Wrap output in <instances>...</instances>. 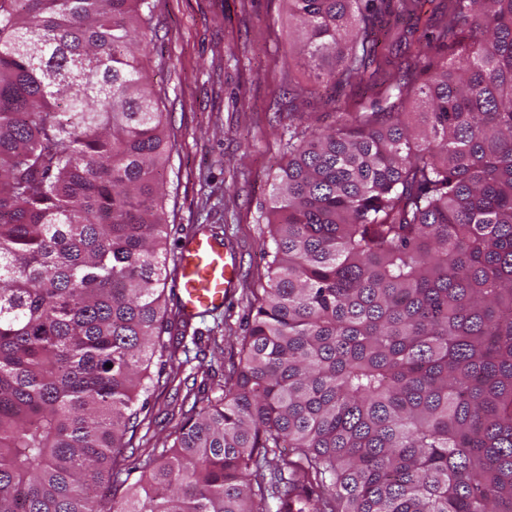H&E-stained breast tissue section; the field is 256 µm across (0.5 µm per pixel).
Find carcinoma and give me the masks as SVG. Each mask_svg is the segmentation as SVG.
Masks as SVG:
<instances>
[{
	"instance_id": "carcinoma-1",
	"label": "carcinoma",
	"mask_w": 512,
	"mask_h": 512,
	"mask_svg": "<svg viewBox=\"0 0 512 512\" xmlns=\"http://www.w3.org/2000/svg\"><path fill=\"white\" fill-rule=\"evenodd\" d=\"M422 4L288 0L301 93L380 97L288 132L239 363L132 460L184 325L150 4L0 0V512H512V0Z\"/></svg>"
}]
</instances>
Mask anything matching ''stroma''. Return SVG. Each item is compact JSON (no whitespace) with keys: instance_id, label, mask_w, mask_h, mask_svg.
<instances>
[{"instance_id":"stroma-1","label":"stroma","mask_w":512,"mask_h":512,"mask_svg":"<svg viewBox=\"0 0 512 512\" xmlns=\"http://www.w3.org/2000/svg\"><path fill=\"white\" fill-rule=\"evenodd\" d=\"M286 0H153L147 76L173 145L161 180L169 249L185 233L215 231L235 255L239 284L223 310L163 339L183 373L211 364L223 380L239 361L254 295L268 281L260 245L269 237L272 183L287 156L290 110L308 75L287 56ZM205 392L178 380L150 391L132 441L141 454L170 441Z\"/></svg>"}]
</instances>
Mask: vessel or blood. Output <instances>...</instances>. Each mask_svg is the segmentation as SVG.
Returning a JSON list of instances; mask_svg holds the SVG:
<instances>
[{
    "instance_id": "vessel-or-blood-1",
    "label": "vessel or blood",
    "mask_w": 512,
    "mask_h": 512,
    "mask_svg": "<svg viewBox=\"0 0 512 512\" xmlns=\"http://www.w3.org/2000/svg\"><path fill=\"white\" fill-rule=\"evenodd\" d=\"M237 284V266L221 242L199 233L184 236L176 255L174 291L186 323L222 309Z\"/></svg>"
}]
</instances>
